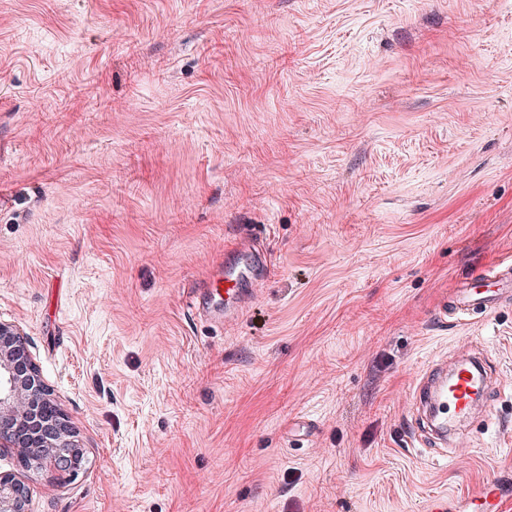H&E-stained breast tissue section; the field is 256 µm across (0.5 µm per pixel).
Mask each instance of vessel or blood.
<instances>
[{
    "label": "vessel or blood",
    "instance_id": "b4317fda",
    "mask_svg": "<svg viewBox=\"0 0 512 512\" xmlns=\"http://www.w3.org/2000/svg\"><path fill=\"white\" fill-rule=\"evenodd\" d=\"M254 227L239 225L235 241L224 249V260L195 292L190 307L197 316H211L219 305L243 310L256 286L267 283L272 267ZM512 304V262L501 261L472 271L444 298L435 311L441 327L479 323L489 314ZM491 392L483 352L460 357L451 371L428 369L419 381L406 421L405 444L410 451L422 447L449 446L460 449L464 442L458 426L472 422L476 407ZM469 512H512V494L500 484L487 483L467 499Z\"/></svg>",
    "mask_w": 512,
    "mask_h": 512
}]
</instances>
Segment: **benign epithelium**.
I'll return each instance as SVG.
<instances>
[{
    "instance_id": "7a95c632",
    "label": "benign epithelium",
    "mask_w": 512,
    "mask_h": 512,
    "mask_svg": "<svg viewBox=\"0 0 512 512\" xmlns=\"http://www.w3.org/2000/svg\"><path fill=\"white\" fill-rule=\"evenodd\" d=\"M0 447L13 449L23 468L60 462L72 474L85 462L68 417L43 383L25 333L0 321ZM29 492L22 477L0 473V512H27Z\"/></svg>"
}]
</instances>
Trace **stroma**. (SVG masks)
<instances>
[{"label":"stroma","mask_w":512,"mask_h":512,"mask_svg":"<svg viewBox=\"0 0 512 512\" xmlns=\"http://www.w3.org/2000/svg\"><path fill=\"white\" fill-rule=\"evenodd\" d=\"M238 224L275 275L227 331L187 299ZM510 258L512 0H0V320L87 456L1 449L30 512H462L512 487V305L431 320ZM470 339L490 412L460 456L405 451L420 374Z\"/></svg>","instance_id":"35a3bbf8"}]
</instances>
